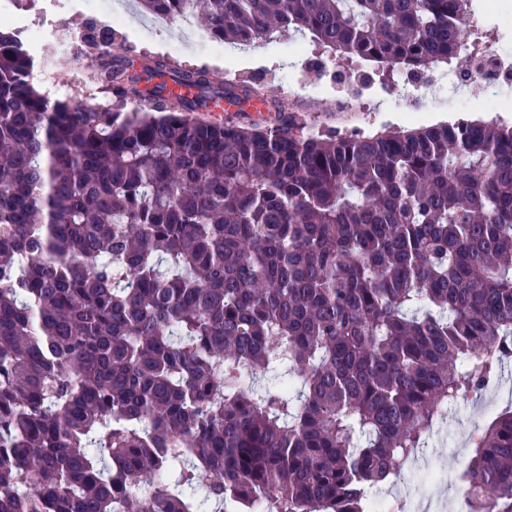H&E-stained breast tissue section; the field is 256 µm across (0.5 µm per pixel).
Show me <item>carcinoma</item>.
I'll use <instances>...</instances> for the list:
<instances>
[{
	"label": "carcinoma",
	"mask_w": 512,
	"mask_h": 512,
	"mask_svg": "<svg viewBox=\"0 0 512 512\" xmlns=\"http://www.w3.org/2000/svg\"><path fill=\"white\" fill-rule=\"evenodd\" d=\"M191 5L232 47L310 33L411 76L475 13ZM83 36L104 101L50 105L0 28V512H205L197 487L211 512H369L512 362V126L305 135L276 100L270 129L215 122L218 73ZM460 481L512 512V411Z\"/></svg>",
	"instance_id": "cac0c4a2"
}]
</instances>
